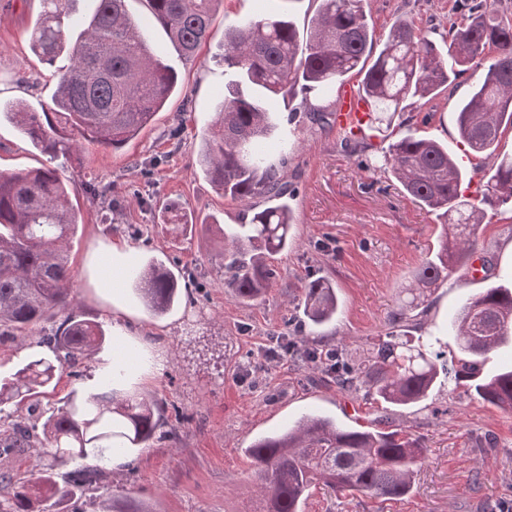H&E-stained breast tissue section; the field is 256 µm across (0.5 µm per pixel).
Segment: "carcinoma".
<instances>
[{
    "label": "carcinoma",
    "mask_w": 512,
    "mask_h": 512,
    "mask_svg": "<svg viewBox=\"0 0 512 512\" xmlns=\"http://www.w3.org/2000/svg\"><path fill=\"white\" fill-rule=\"evenodd\" d=\"M69 2L44 0L31 34L33 52L56 79L52 107L43 112L21 102L0 107V120L8 119L50 159L67 161L85 144L122 148L152 122L177 83L176 73L151 53L125 0H96L89 20L78 27ZM219 2L148 0L153 20L189 59L207 41ZM363 2L321 0L304 36L287 15L251 19L224 31L222 59L232 80L195 165L226 197L275 200L254 212L250 223L238 225L222 253L224 287L239 299L255 301L268 291L276 275L267 258L288 251L292 239L293 214L283 201L288 185L269 154L274 97L299 86L319 99L356 74L370 101V122L389 124L407 100L450 91L464 72L481 67V77L458 104V137L476 154L492 153L512 128V19L502 0H464L462 21L450 24L444 51L401 18L377 43ZM366 166L390 171L407 196L438 215L444 235L435 254L414 270L407 288L411 300L390 314L386 339L361 364L354 367L341 358L334 367L306 344L296 345L295 358L342 389L363 388L400 407L425 401L445 372L483 401L511 412L512 369L485 377L480 363L512 341V289L490 284L461 305L449 324L459 355L455 363L448 362L447 350L413 333L421 329L414 310L427 308V291L474 255L476 231L486 217L480 204L512 206V155L502 157L488 177L479 204L464 194L465 175L448 146L435 139L406 135ZM76 229L57 169L0 173V337L22 334L56 311L66 313L59 329L37 341L50 355L33 357L15 377L0 381V405L39 401L56 388L64 370L76 368L106 341L102 325L79 318L69 296L67 251ZM124 280L155 315L166 314L179 300V277L161 263L136 265ZM300 304L304 320L323 324L336 317V290L327 279L312 280L303 286ZM156 406L144 396L114 401L109 375L99 392L72 391L45 418L42 434L20 422L9 425L0 435L1 448L22 452L35 442L52 464L18 482L12 495L0 500V512H64L65 503L112 475V455L127 458L155 438ZM246 452L261 512H302L305 494L318 484L383 498L409 494L425 447L401 431L344 427L308 413L255 440ZM58 463L73 468L61 476L54 469ZM97 512L153 510L124 505L114 495Z\"/></svg>",
    "instance_id": "carcinoma-1"
}]
</instances>
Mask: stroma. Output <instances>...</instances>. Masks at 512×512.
<instances>
[{
	"label": "stroma",
	"instance_id": "1",
	"mask_svg": "<svg viewBox=\"0 0 512 512\" xmlns=\"http://www.w3.org/2000/svg\"><path fill=\"white\" fill-rule=\"evenodd\" d=\"M456 0H366L364 9L377 37L403 17L440 39L457 15ZM320 0H222L209 41L185 60L151 16L146 0H128L131 16L147 30L156 54L178 76L176 90L137 138L119 150L83 146L64 164L78 217L70 242L73 304L85 318L112 330L126 314L114 310L104 286L101 260L115 244H127L130 259L164 262L191 272L189 299L162 317L140 302L134 312L167 365L144 378L140 393L163 402L164 438L137 449L133 464L115 469L110 481L69 502L68 512H92L112 495L126 493L153 512H254L257 497L247 483L252 441L293 424L302 414L321 413L344 426L370 425L390 414L392 428L422 441L426 458L413 489L401 499L355 492L313 489L304 512H512V412L484 402L465 384L443 380L429 398L411 408L397 407L365 393H343L329 380H314L307 365L291 356L269 360L272 337L291 336L339 347L359 363L386 332L385 322L406 300L412 272L435 251L443 228L435 213L405 196L387 171L366 170L360 140H347L335 125L318 126L301 113V95L276 98L278 126L271 158L287 156L283 170L292 192L295 217L287 252L273 256L276 280L266 296L244 302L220 284L219 254L224 248L216 224L249 223L264 199L243 203L225 198L195 167L193 159L224 92V68L214 60L225 28L257 18L290 14L306 27ZM43 11L42 0H0V102L25 101L41 110L50 103L55 82L30 49V36ZM475 78L463 74L454 93L429 101H407L395 116L392 135L371 131L385 147L412 133L448 145L461 154L455 125L459 99ZM49 159L0 122V172L34 169ZM176 204L185 225L164 223L161 210ZM477 238L494 263L493 278L512 280V210L488 209ZM325 278L340 300L333 323L304 325L295 307L304 282ZM469 265L456 268L431 296L424 330L447 338L449 318L484 288ZM63 314L48 316L28 337L0 339V376L28 360L39 336L54 331ZM111 343L85 358L80 376L62 375L40 405H7L8 422L41 425L71 390L92 391L99 384Z\"/></svg>",
	"mask_w": 512,
	"mask_h": 512
}]
</instances>
